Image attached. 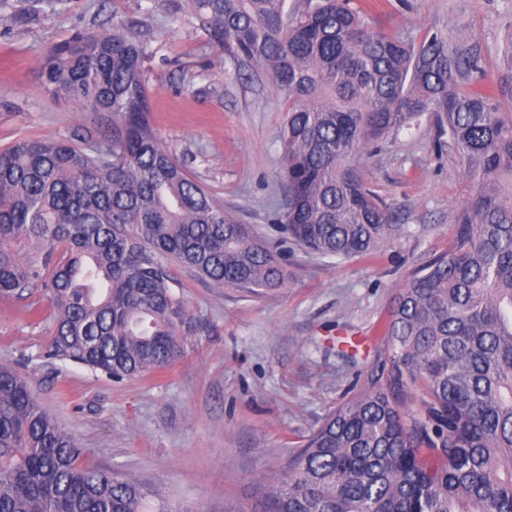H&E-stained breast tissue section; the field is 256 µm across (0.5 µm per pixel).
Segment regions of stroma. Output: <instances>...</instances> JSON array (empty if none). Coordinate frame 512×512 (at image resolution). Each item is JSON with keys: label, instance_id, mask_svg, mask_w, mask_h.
<instances>
[{"label": "stroma", "instance_id": "stroma-1", "mask_svg": "<svg viewBox=\"0 0 512 512\" xmlns=\"http://www.w3.org/2000/svg\"><path fill=\"white\" fill-rule=\"evenodd\" d=\"M387 31L414 40L463 18L487 79L497 76L512 0H370ZM129 24L160 138L208 193L284 260L282 287L259 294L216 288L173 267L193 336L184 359L161 374L113 381L49 359L50 319L40 290L0 297V364L26 376L41 407L78 441L86 462L151 485L194 512H262L266 483L287 479L307 437L380 374L381 328L405 275L445 252L455 210L479 175L456 151L436 149L432 120L360 157L372 190L397 207L399 229L372 255L306 252L278 221L287 102L261 72L221 62L190 13L151 0H71L64 16L0 29V149L23 138L58 140L102 113L53 97L42 49L91 26L96 12Z\"/></svg>", "mask_w": 512, "mask_h": 512}]
</instances>
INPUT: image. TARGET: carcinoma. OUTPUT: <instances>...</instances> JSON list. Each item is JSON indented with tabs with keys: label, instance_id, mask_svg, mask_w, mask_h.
Listing matches in <instances>:
<instances>
[{
	"label": "carcinoma",
	"instance_id": "obj_1",
	"mask_svg": "<svg viewBox=\"0 0 512 512\" xmlns=\"http://www.w3.org/2000/svg\"><path fill=\"white\" fill-rule=\"evenodd\" d=\"M0 0L26 26L70 0ZM224 62L285 95L279 222L310 252L373 254L396 211L356 164L362 149L434 117L480 175L448 251L410 271L384 328L382 376L327 416L264 512H512V33L485 80L466 26L416 42L353 0H167ZM44 88L106 117L95 136L21 139L0 151V296L40 286L47 356L118 380L185 357L193 324L171 266L217 288L281 286L276 255L192 177L150 120L143 46L122 21L40 53ZM139 481L85 462L76 439L0 364V512H151Z\"/></svg>",
	"mask_w": 512,
	"mask_h": 512
}]
</instances>
